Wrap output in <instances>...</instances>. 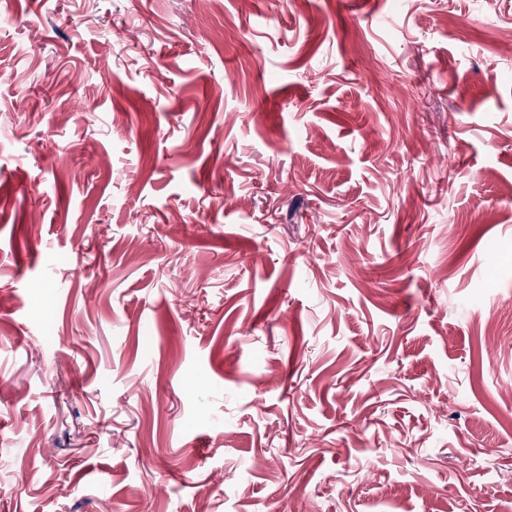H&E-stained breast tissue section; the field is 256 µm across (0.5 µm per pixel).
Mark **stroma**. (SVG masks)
<instances>
[{
  "label": "stroma",
  "mask_w": 512,
  "mask_h": 512,
  "mask_svg": "<svg viewBox=\"0 0 512 512\" xmlns=\"http://www.w3.org/2000/svg\"><path fill=\"white\" fill-rule=\"evenodd\" d=\"M512 0H0V512H512Z\"/></svg>",
  "instance_id": "obj_1"
}]
</instances>
